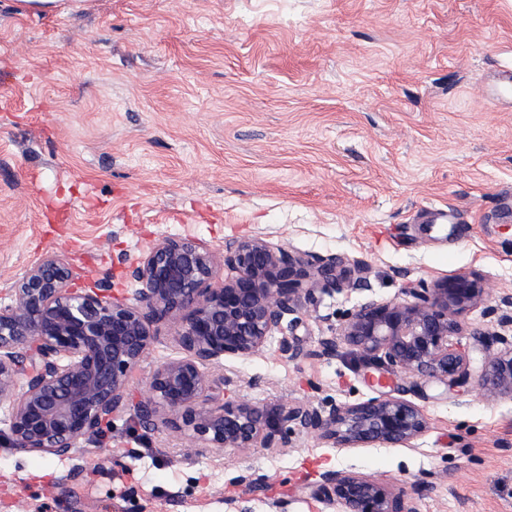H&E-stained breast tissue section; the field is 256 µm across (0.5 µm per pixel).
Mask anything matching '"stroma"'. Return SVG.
<instances>
[{"label":"stroma","mask_w":512,"mask_h":512,"mask_svg":"<svg viewBox=\"0 0 512 512\" xmlns=\"http://www.w3.org/2000/svg\"><path fill=\"white\" fill-rule=\"evenodd\" d=\"M512 0H0V303L48 252L77 287L128 275L163 236L260 237L367 268L366 289L305 305V345L364 298L461 271L512 294ZM224 361L225 394L328 408L381 393L354 350ZM169 324L132 371L139 392L179 357ZM414 447L186 451L132 412L101 448L48 458L0 446V512H336L311 486L351 470L432 476L418 512H512V400L423 381ZM264 478L249 492L242 471Z\"/></svg>","instance_id":"stroma-1"}]
</instances>
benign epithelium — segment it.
<instances>
[{
  "mask_svg": "<svg viewBox=\"0 0 512 512\" xmlns=\"http://www.w3.org/2000/svg\"><path fill=\"white\" fill-rule=\"evenodd\" d=\"M220 262L231 272L222 280ZM129 273L139 284L132 303L112 298L105 277L75 287L78 273L54 253L12 282L10 302L0 305V404L9 407V447L56 457L99 447L102 425L131 406L130 372L162 321L184 356L160 365L131 407L141 421L175 429L186 448H284L296 432L338 448H412L427 430L423 411L407 398L421 379L450 390L475 379L484 394L512 400V345L487 352L476 369L459 340L482 335L465 323L482 306L500 328H512L505 311L512 295L486 305L492 294L476 272L406 288L409 301L365 298L313 350L285 331L295 330L297 314L316 295L365 286L364 268L341 255H302L256 237L225 242L219 261L203 240L164 237ZM276 333L294 359L335 356L343 343L363 364L401 382L327 411L310 402L264 410L246 398H225L224 358L253 356ZM318 488L339 512H417L414 495L432 483L421 477L394 484L336 469L320 474Z\"/></svg>",
  "mask_w": 512,
  "mask_h": 512,
  "instance_id": "1",
  "label": "benign epithelium"
}]
</instances>
